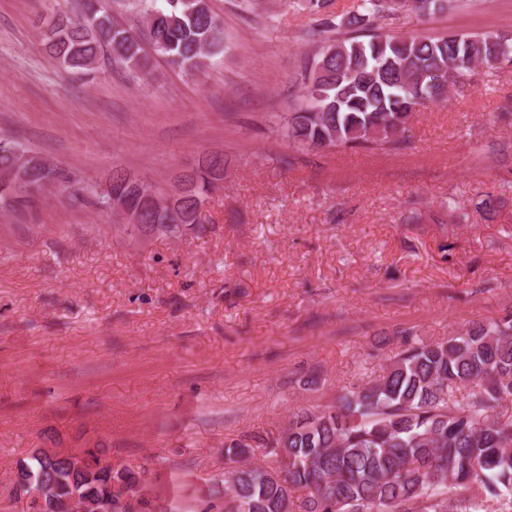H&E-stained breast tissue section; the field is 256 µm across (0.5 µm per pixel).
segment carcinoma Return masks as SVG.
Instances as JSON below:
<instances>
[{"instance_id": "cac0c4a2", "label": "carcinoma", "mask_w": 512, "mask_h": 512, "mask_svg": "<svg viewBox=\"0 0 512 512\" xmlns=\"http://www.w3.org/2000/svg\"><path fill=\"white\" fill-rule=\"evenodd\" d=\"M394 11L390 0H363L362 11L341 22L353 36L306 61L304 104L284 123L289 141L303 149L399 146L418 105L448 100L450 88L478 66L512 63V40L495 35L379 34L377 19ZM143 17L154 49L188 72L224 53L223 20L202 0L149 4ZM47 39L70 69L87 71L102 54L121 69L147 65L140 36L114 23L107 0H84L79 14L54 19ZM20 149L0 137V161L42 179L43 167L23 159ZM223 171L218 157L200 161L171 201L196 235L207 232L197 212ZM10 189L0 183L1 206L20 211L30 203ZM111 192L128 201L141 189L120 176ZM168 210L155 205L145 219L158 235L176 238ZM400 340L401 351L379 375L343 388L333 404L225 445L224 512H477L478 498L512 512V416L499 412L512 401V315L473 322L446 340L424 341L409 330ZM256 448L263 450L259 462ZM85 457L96 465L92 477L34 450L18 467L30 488L16 485L15 494L43 512L41 484L51 485L60 503L76 489L100 503L112 498L118 477L132 487L144 482L143 470L124 467L115 475L94 451ZM284 467L286 487L271 478Z\"/></svg>"}]
</instances>
